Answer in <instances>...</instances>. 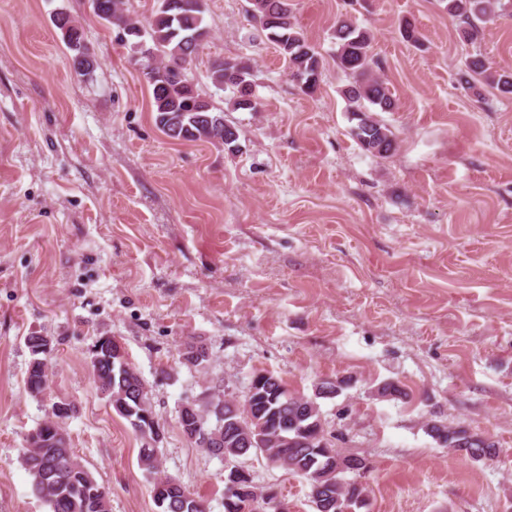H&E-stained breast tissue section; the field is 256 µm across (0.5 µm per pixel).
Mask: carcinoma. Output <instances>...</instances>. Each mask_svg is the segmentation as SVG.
<instances>
[{"label": "carcinoma", "instance_id": "1", "mask_svg": "<svg viewBox=\"0 0 512 512\" xmlns=\"http://www.w3.org/2000/svg\"><path fill=\"white\" fill-rule=\"evenodd\" d=\"M250 18L263 23L262 30L275 43L288 62L301 89L316 91L322 59L292 22L290 0H248ZM448 15L459 22L462 39L474 41L483 24L495 14L494 0H447ZM202 0H157V8L148 27L128 14L125 0H99L96 16L124 35L136 39L149 38L139 52L145 62L146 80L152 88L153 112L160 129L171 139L206 140L234 147L236 128L224 120V110L203 97L188 79H181L174 67L195 58L208 31L203 25ZM62 39L73 52L71 60L81 77L93 78L98 63L80 62L86 47L83 35L65 11L54 16ZM336 64L352 76L354 83L345 91L348 111L357 119L352 135L366 152L387 157L395 150L394 134L374 117L371 109L389 112L394 99L387 84L373 72L376 61L370 53V34L347 19L336 22ZM211 80L219 88L234 90L232 107L236 110L257 108L252 92L253 73L249 62L242 59H217L212 62ZM461 83L471 90L488 84L504 94H512V72L491 69L476 56L466 63ZM31 359L25 377V388L33 396L41 395L48 383V357L42 350V336L26 337ZM112 337L100 336L89 351L95 383L108 397L112 408L132 430L141 427V436L158 442L161 432L144 392L145 382L124 357L116 354ZM254 392L243 402L227 399L219 392L192 403L189 410H179V427L189 440L226 463H239L250 454H264L281 462L288 470L308 479L310 498L315 512H355L365 505L366 487L347 481L346 473L361 475L368 469L362 456L342 455L323 436H318L320 413L310 398L293 396L278 376L259 372L250 381ZM262 413L264 419L261 443L254 439V426L248 425L249 410ZM202 423L199 433L194 426ZM429 434L442 445L460 452L473 461L490 459L497 453L494 442L462 428L438 423L428 424ZM20 466L31 479L33 490L49 508V512H110L109 492L99 485L79 456L71 448L60 423L48 420L39 424L27 437V446L19 456ZM142 469L156 475L152 494L160 512H207L204 500L193 496L181 484L160 477L159 448L147 446L139 450ZM225 480L235 483L239 492L224 496V512H240V504L258 493L251 474L229 470Z\"/></svg>", "mask_w": 512, "mask_h": 512}]
</instances>
